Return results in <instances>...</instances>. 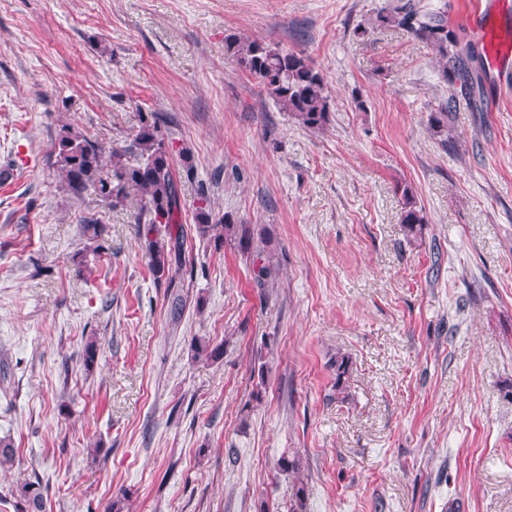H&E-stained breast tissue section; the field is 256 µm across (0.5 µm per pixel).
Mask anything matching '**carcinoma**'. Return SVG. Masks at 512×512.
<instances>
[{
	"instance_id": "cac0c4a2",
	"label": "carcinoma",
	"mask_w": 512,
	"mask_h": 512,
	"mask_svg": "<svg viewBox=\"0 0 512 512\" xmlns=\"http://www.w3.org/2000/svg\"><path fill=\"white\" fill-rule=\"evenodd\" d=\"M371 25L399 29L435 53L441 76L448 85V98L429 114L428 127L442 143L454 144L449 127L453 113L463 100L472 104L485 102L486 91L475 54L464 43L462 29L448 22L447 3L399 0L398 5L379 10ZM227 49L240 67L259 80L279 108L302 127L315 131L329 124V96L325 93L323 77L304 52L281 51L257 40L241 41L234 37L228 39ZM53 155L63 181L74 194L92 187L111 209L122 210L129 204V189L140 191L134 223L138 234L145 239L152 271L160 277L168 276L171 283L189 272L183 229L170 231L165 238L152 236L155 225L178 224L181 217V185L166 143L165 123L157 113H141L130 144L108 152L65 125L54 143ZM401 194L400 223L407 236L415 239L422 236L428 218L409 186H403ZM195 218L199 237H209L220 247L233 246L244 255L255 250L248 225L233 224L222 216L217 218L206 209L198 210ZM275 280V269L269 265L258 267L257 287L273 288ZM192 348L195 354H204L212 360L224 356L222 344L210 346L195 340ZM98 351L97 337H88L82 347L84 366L95 363ZM349 368L348 359L336 357L334 391L338 402L347 400ZM13 496L15 512H43L44 496L39 482L17 486ZM305 498V484L298 479L292 487L289 512H305Z\"/></svg>"
}]
</instances>
